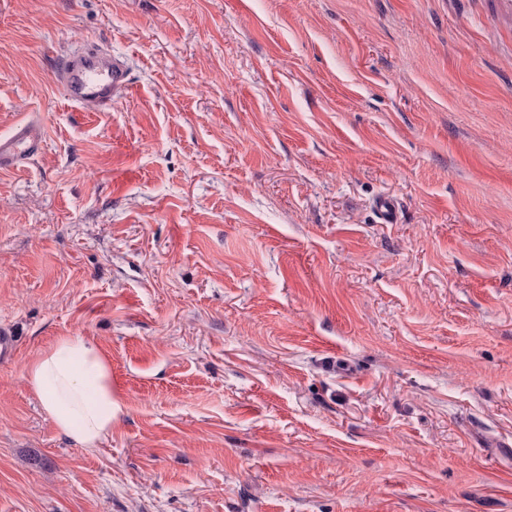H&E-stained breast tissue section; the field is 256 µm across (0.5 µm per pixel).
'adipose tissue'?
<instances>
[{
  "mask_svg": "<svg viewBox=\"0 0 512 512\" xmlns=\"http://www.w3.org/2000/svg\"><path fill=\"white\" fill-rule=\"evenodd\" d=\"M25 381L57 429L93 448L112 430V369L82 336L59 337L25 369Z\"/></svg>",
  "mask_w": 512,
  "mask_h": 512,
  "instance_id": "1",
  "label": "adipose tissue"
}]
</instances>
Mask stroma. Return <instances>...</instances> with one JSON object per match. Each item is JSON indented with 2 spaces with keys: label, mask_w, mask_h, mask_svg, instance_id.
<instances>
[{
  "label": "stroma",
  "mask_w": 512,
  "mask_h": 512,
  "mask_svg": "<svg viewBox=\"0 0 512 512\" xmlns=\"http://www.w3.org/2000/svg\"><path fill=\"white\" fill-rule=\"evenodd\" d=\"M86 41L107 112L54 80ZM23 118L0 512H512V0H0ZM61 336L112 367L94 448L24 379ZM64 98L74 107L105 112L112 101L130 88V71L124 59L103 44L90 43L64 55L54 71ZM374 209L380 224H397L400 221V208L392 197L379 196L374 202Z\"/></svg>",
  "instance_id": "1"
}]
</instances>
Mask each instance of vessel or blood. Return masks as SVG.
Segmentation results:
<instances>
[{"label": "vessel or blood", "instance_id": "1", "mask_svg": "<svg viewBox=\"0 0 512 512\" xmlns=\"http://www.w3.org/2000/svg\"><path fill=\"white\" fill-rule=\"evenodd\" d=\"M54 79L65 99L74 107L104 112L113 100L130 88V71L124 59L111 49L90 43L64 55L54 71ZM46 140L42 125L20 120L9 131L0 133V171H12L41 153ZM380 223L395 224L401 218L398 203L389 196H380L374 203Z\"/></svg>", "mask_w": 512, "mask_h": 512}]
</instances>
